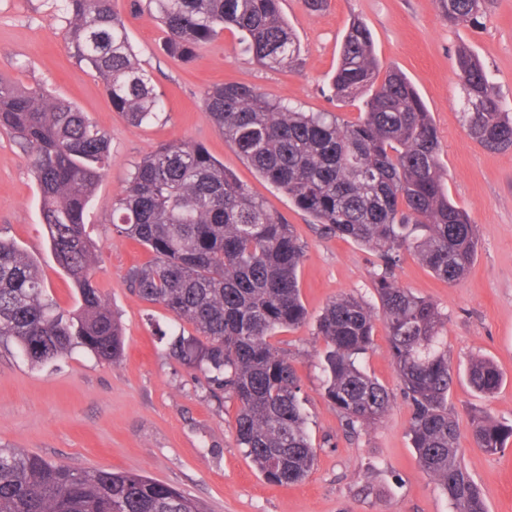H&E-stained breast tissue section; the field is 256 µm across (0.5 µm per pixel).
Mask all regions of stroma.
Masks as SVG:
<instances>
[{
  "instance_id": "stroma-1",
  "label": "stroma",
  "mask_w": 512,
  "mask_h": 512,
  "mask_svg": "<svg viewBox=\"0 0 512 512\" xmlns=\"http://www.w3.org/2000/svg\"><path fill=\"white\" fill-rule=\"evenodd\" d=\"M117 8L127 16L142 68L167 97L162 119L141 127L113 110L103 80L68 53L55 0H0V74L68 99L109 140V167L86 224L95 244L94 279L124 336V351L112 362L77 347L34 365L14 346L0 344V448L77 469L143 474L186 492L207 512H452L447 497L421 470L407 434L410 405L383 321H376L373 346L361 365L391 393L388 413L352 433L324 395V342L317 320L343 296L378 306L379 258L353 241L325 234L225 143L201 106L209 86L234 81L305 112L358 121L364 98L339 100L329 92L345 29L358 19L372 34L381 70L403 72L424 101L440 140L448 196L476 226L475 260L460 280L438 279L409 253L402 254L393 274L398 286L438 307L454 376L448 405L460 432L461 463L488 512H512V443L490 455L471 439L472 416L512 423V148L492 151L472 138L455 71L458 48L470 47L497 86L504 110L512 113V0H488L478 28L449 26L443 0H326L319 11L304 0H281L300 42L298 62L284 69L259 65L233 29L208 42L193 61L181 62L166 54L164 32L148 9L131 13L130 0H117ZM181 138L204 145L270 211L292 224L304 246L298 279L308 320L273 338L296 367L317 452L300 483L281 485L262 476L238 444L236 401L170 354L169 311L141 300L129 286L130 268L151 255L114 233L113 200L146 153ZM0 238L36 261L48 295L62 309L74 308L77 291L51 254L29 159L1 131ZM481 356L503 377L490 396L477 393L467 378L469 361Z\"/></svg>"
}]
</instances>
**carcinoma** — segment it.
Here are the masks:
<instances>
[{
    "label": "carcinoma",
    "mask_w": 512,
    "mask_h": 512,
    "mask_svg": "<svg viewBox=\"0 0 512 512\" xmlns=\"http://www.w3.org/2000/svg\"><path fill=\"white\" fill-rule=\"evenodd\" d=\"M165 32L167 53L191 61L226 27L244 35L260 64L288 68L300 45L280 0H149ZM485 0H446L448 24L481 26ZM66 47L101 77L132 126L164 112L161 94L139 66L127 22L115 0H59ZM456 72L468 105L470 134L489 149L512 147V117L496 86L467 48ZM376 82L370 30L352 22L331 79L337 98L367 91L363 117L344 123L329 112H302L255 88L226 82L202 98L224 141L294 205L336 234L375 252L379 313L354 297L331 302L318 320L326 350L325 396L354 431L381 419L391 404L385 386L359 358L373 345L375 316L411 406L408 435L421 469L454 512H488L459 460V433L448 409L453 384L441 315L392 279L404 250L435 276L462 278L476 254L475 225L448 198L429 112L399 72ZM0 130L27 152L52 254L78 289L77 308L60 309L46 292L37 264L0 239V342L34 364L74 347L110 361L123 347L121 328L93 278L94 246L85 214L109 165L106 133L68 100L0 76ZM113 232L140 242L152 259L128 272L141 299L160 304L203 339L178 334L175 357L193 365L238 403L239 444L270 482L303 481L314 465L288 356L271 338L307 318L298 269L304 247L286 220L271 213L201 144L179 140L147 153L112 205ZM468 378L490 395L502 383L489 360L470 362ZM476 447L490 453L512 440V424L478 415ZM0 512H203L184 492L136 473L79 470L17 448H0Z\"/></svg>",
    "instance_id": "1"
}]
</instances>
